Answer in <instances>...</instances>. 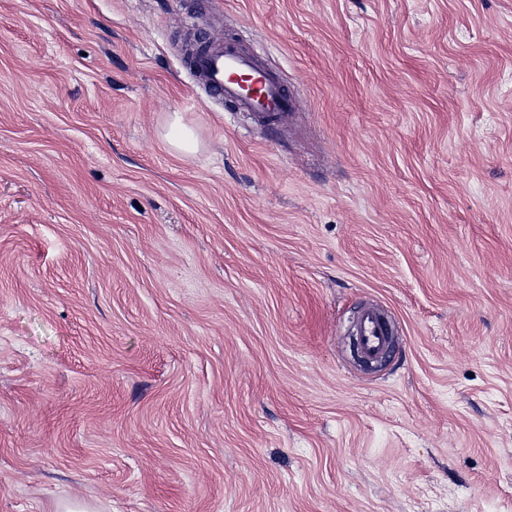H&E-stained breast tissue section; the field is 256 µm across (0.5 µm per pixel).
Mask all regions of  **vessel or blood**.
I'll return each instance as SVG.
<instances>
[{
    "label": "vessel or blood",
    "mask_w": 512,
    "mask_h": 512,
    "mask_svg": "<svg viewBox=\"0 0 512 512\" xmlns=\"http://www.w3.org/2000/svg\"><path fill=\"white\" fill-rule=\"evenodd\" d=\"M188 63L212 99L234 101L241 110L272 123L284 120L294 108L278 78L265 71L253 54L212 41L205 53L189 56ZM354 329L360 353L373 363L383 359L395 342L392 325L374 306L360 311Z\"/></svg>",
    "instance_id": "vessel-or-blood-1"
}]
</instances>
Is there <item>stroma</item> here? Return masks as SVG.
I'll return each instance as SVG.
<instances>
[{
	"instance_id": "1",
	"label": "stroma",
	"mask_w": 512,
	"mask_h": 512,
	"mask_svg": "<svg viewBox=\"0 0 512 512\" xmlns=\"http://www.w3.org/2000/svg\"><path fill=\"white\" fill-rule=\"evenodd\" d=\"M68 499L512 512V0H0V512ZM188 63L212 99L234 101L241 110L258 113L263 121L280 122L294 108L278 78L265 71L251 53L210 40L205 53L189 55ZM238 77H248L249 85ZM381 310L369 306L360 311L353 328L362 356L373 363L379 362L395 342V333Z\"/></svg>"
}]
</instances>
